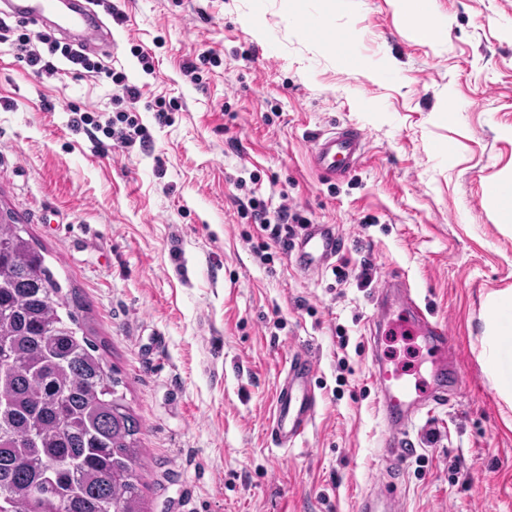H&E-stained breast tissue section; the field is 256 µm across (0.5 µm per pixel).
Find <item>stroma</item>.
<instances>
[{
	"instance_id": "stroma-1",
	"label": "stroma",
	"mask_w": 512,
	"mask_h": 512,
	"mask_svg": "<svg viewBox=\"0 0 512 512\" xmlns=\"http://www.w3.org/2000/svg\"><path fill=\"white\" fill-rule=\"evenodd\" d=\"M427 7L434 42L394 0H95L108 46L0 10L142 92L123 101L59 55L58 74H38L0 43V211L77 292L119 372L146 512H360L388 478L399 512H512V396L488 373L497 359L512 383V306L487 304L512 290V234L488 192L512 172V0ZM302 13L355 37V53L298 34ZM75 107L133 112L152 142L95 141L70 128ZM345 127L364 133V158L326 178L311 139ZM254 199L332 225L344 251L302 268L300 226L273 237L244 218ZM396 277L446 327L452 358L446 398L391 462L375 364L441 380L435 349L378 323L375 297ZM296 355L314 363L317 410L284 449L271 407Z\"/></svg>"
}]
</instances>
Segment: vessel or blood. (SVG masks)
I'll list each match as a JSON object with an SVG mask.
<instances>
[{
  "label": "vessel or blood",
  "mask_w": 512,
  "mask_h": 512,
  "mask_svg": "<svg viewBox=\"0 0 512 512\" xmlns=\"http://www.w3.org/2000/svg\"><path fill=\"white\" fill-rule=\"evenodd\" d=\"M57 26L63 31L79 30L91 36L101 33L98 18L89 11L75 10L60 15ZM364 135L361 131L339 129L318 135L313 142L312 162L326 177L333 178L355 170L363 156ZM342 248L332 227L309 224L298 243V260L302 267L316 268L333 258ZM407 323L436 348L440 361L448 359L450 338L440 322L421 307L404 281L393 283ZM314 371L312 361L303 355L293 357L287 375L276 392L270 434L279 447H287L304 434L315 415L316 398L307 381ZM381 399L379 409L389 436L386 453L396 458L404 454L405 435L419 413L420 397L414 396L410 382L398 371L379 366L373 371Z\"/></svg>",
  "instance_id": "b4317fda"
}]
</instances>
